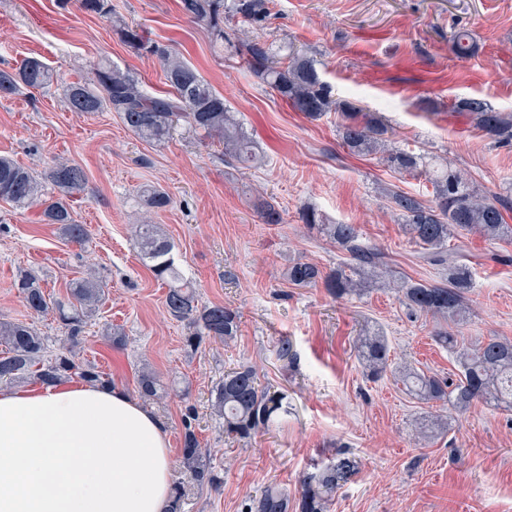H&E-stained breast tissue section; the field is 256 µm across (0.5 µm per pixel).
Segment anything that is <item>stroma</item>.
Returning a JSON list of instances; mask_svg holds the SVG:
<instances>
[{"label":"stroma","mask_w":512,"mask_h":512,"mask_svg":"<svg viewBox=\"0 0 512 512\" xmlns=\"http://www.w3.org/2000/svg\"><path fill=\"white\" fill-rule=\"evenodd\" d=\"M112 3L124 22L174 44L223 94L260 160L241 167L184 125L165 141L146 142L116 113L70 111L64 86L90 80L101 61L130 71L152 94L167 90L163 70L121 42L110 21L76 5L0 0V68L37 57L58 75L48 88L0 98V155L39 175L57 158L82 167L87 188L70 208L89 232L85 245L67 242L41 209L0 199V318L35 323L57 345L63 331L55 316L30 313L19 277L35 274L62 299L89 272L107 280L109 297L85 330L82 357L132 396L146 365L176 383L178 394L152 406L165 424L173 479L185 478L178 459L190 405L194 431L223 479L216 488H190L182 512H248L251 496L271 484L296 493L302 473L339 450L352 453L360 471L328 512H512V411L484 403L462 415L445 411L411 397L393 375L367 379L357 358L354 342L369 327L385 336L392 367L455 381V356L433 335L436 319L411 311L388 285L337 299L323 284L296 287L285 276L296 262L327 272L349 259L301 222L302 209L312 207L327 223L355 225L393 279L439 280L441 267L423 260L388 197L400 190L432 200L427 175L350 154L338 113L311 121L295 112L248 71L234 44H215L185 15L180 0ZM461 28L476 44L463 60L451 43ZM259 36L275 48H304L336 98L378 116L394 146L447 159L496 196L512 225V144L492 143L452 109L478 98L512 112V0H272ZM152 188L166 191L171 205L149 208L143 192ZM265 199L277 203L282 223L263 222ZM140 224L159 225L201 302L238 313L233 339L186 345L187 325L166 309L167 286L134 246ZM448 247L473 271L460 341L512 340V238L459 231ZM109 324L124 333L123 346L104 339ZM283 336L296 353L288 362L277 354ZM241 365L255 367L289 409L279 428L247 442L227 437L211 409L212 389ZM443 412L447 430L417 442V428Z\"/></svg>","instance_id":"35a3bbf8"}]
</instances>
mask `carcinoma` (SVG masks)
<instances>
[{"label":"carcinoma","mask_w":512,"mask_h":512,"mask_svg":"<svg viewBox=\"0 0 512 512\" xmlns=\"http://www.w3.org/2000/svg\"><path fill=\"white\" fill-rule=\"evenodd\" d=\"M86 13L112 19V27L120 40L137 51L156 58L162 65L166 84L163 95L148 93L141 82L127 71L104 61L94 68L90 82L71 83L64 98L73 112L119 114L124 125L135 136L146 141L162 142L171 136L178 121L224 146V156L250 166L258 156L255 145L234 112L216 91L171 46L153 42L140 31L113 19L111 0H77ZM183 12L203 23L215 43H224V22L236 18L252 30L263 28L270 15V0H181ZM456 56L465 59L475 44L465 30L451 38ZM244 60L254 76L306 118L318 120L326 113L341 115L339 135L344 147L355 155H381V160L400 172L427 168L426 157L410 151L394 149L386 143L387 127L374 115L356 105L335 98L332 87L323 81L305 53L290 47L288 61L275 60L272 48L259 38H245ZM52 69L42 60L31 57L11 69H0V97L17 94L21 88H46L54 83ZM454 110L469 116L474 126L496 144L512 142V113L500 112L477 98L461 99ZM57 190V198H44L43 182ZM434 200L427 204L403 191L390 194L392 208L404 222L413 239L426 246L423 259L432 265L445 266L441 281L423 284L402 280L397 290L412 310L430 314L444 322L434 331L437 341L455 354L459 379L448 383L425 375L413 368L400 371L406 390L420 400L441 401L457 412L477 403L494 402L512 409V341L492 336L473 348L458 343L453 327L469 314V293L473 275L469 267L451 259L448 240L454 231L476 233L487 240L512 236V226L505 223L497 201L479 192L468 177L448 164L432 170ZM87 185L85 171L64 160L56 161L44 177L34 175L8 156H0V199L19 207L43 206L44 221L59 225L61 234L70 242H87L84 225L76 223L67 200L83 193ZM308 226H319L329 240L345 249L351 263L323 273L309 262H296L288 268L287 279L295 286L323 282L327 292L336 298L359 295L386 276L381 253L362 246L351 224H326L315 211L300 215ZM140 259L154 276L168 286L166 306L170 315L184 320L191 329L185 342L198 346L206 339L227 341L238 329L235 311L217 304L199 302L195 289L184 279L175 263L173 244L155 224H140L136 234ZM17 288L32 314H55L65 334L62 345L50 352L46 337L31 324L0 320V384L28 381L42 384L77 377L81 380L110 383L109 377L78 354L80 335L87 321L103 304L107 283L89 275L70 284L68 299L46 293L39 280L25 274ZM358 355L368 376L378 378L390 368L385 336L376 332L357 339ZM137 392L146 401H161L169 395L156 372L148 367L139 371ZM214 413L224 419V433L248 441L259 431H268L288 415L282 399L269 395L258 381L255 371L241 366L224 375L211 393ZM194 408L186 407L184 436L180 448V464L188 479L198 486L217 487L221 477L212 470L207 453L192 428ZM448 427L447 416L436 415L417 432L425 441L430 434ZM358 460L339 452L327 464L302 476L299 496L293 498L277 485L266 487L249 504V512H327L329 502L339 489L357 474Z\"/></svg>","instance_id":"carcinoma-1"}]
</instances>
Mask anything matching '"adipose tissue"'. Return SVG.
I'll list each match as a JSON object with an SVG mask.
<instances>
[{"instance_id":"adipose-tissue-1","label":"adipose tissue","mask_w":512,"mask_h":512,"mask_svg":"<svg viewBox=\"0 0 512 512\" xmlns=\"http://www.w3.org/2000/svg\"><path fill=\"white\" fill-rule=\"evenodd\" d=\"M162 420L122 388L0 386V512H168Z\"/></svg>"}]
</instances>
